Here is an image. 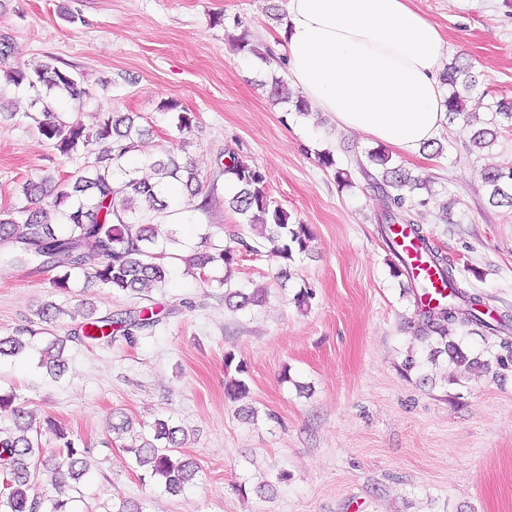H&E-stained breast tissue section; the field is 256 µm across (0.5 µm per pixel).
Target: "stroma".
<instances>
[{
  "label": "stroma",
  "mask_w": 512,
  "mask_h": 512,
  "mask_svg": "<svg viewBox=\"0 0 512 512\" xmlns=\"http://www.w3.org/2000/svg\"><path fill=\"white\" fill-rule=\"evenodd\" d=\"M286 2L0 0L11 63L49 61L92 87V97L59 102V110L88 125L99 113L140 114L150 130L140 159L185 142L213 194L209 210L183 213L186 244L207 230L228 244L248 235L224 202L221 163L232 154L262 168L270 200L312 233L283 286L265 254H241L232 285L263 290L264 301L235 311L215 272L199 278L179 259L170 260L164 287L139 295L81 280L61 294L54 272L1 267L0 336L28 328L33 347L0 358V390L87 449L90 474L74 512H116L125 498L144 512H512V363L497 361L512 343V207L491 205L482 181L485 169L512 165V126L499 127L490 147L469 141L471 128L491 119L492 98H512V0H412L440 28L447 60L468 61L477 83L468 119L439 131L438 154L391 153L424 182L409 198L423 206L425 234L460 286L482 296L486 321L500 326L454 333L483 362L468 374L444 354L402 369L418 346L415 306L378 232L383 199L367 159L375 144L270 96L273 77L289 76L276 48ZM244 32L265 54L263 69L238 50ZM13 95L15 117L0 119V207L19 202L28 178L71 175L81 165L39 136L25 115L26 91ZM171 99L192 112L190 132L178 133L162 111ZM326 149L335 168L318 159ZM339 169L351 186L338 182ZM304 286L315 297L301 309L294 296ZM47 301L65 316L41 322ZM84 302L102 312L159 310L163 319L132 344L80 341L69 314ZM54 339L63 340L67 362L58 379L38 365L39 348ZM228 353L247 366L255 420L239 418L224 396ZM116 412L130 433L112 434ZM158 419L185 429L182 453L200 467L178 495L140 480L128 451L135 437H152Z\"/></svg>",
  "instance_id": "35a3bbf8"
}]
</instances>
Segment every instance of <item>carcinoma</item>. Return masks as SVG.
<instances>
[{
    "mask_svg": "<svg viewBox=\"0 0 512 512\" xmlns=\"http://www.w3.org/2000/svg\"><path fill=\"white\" fill-rule=\"evenodd\" d=\"M6 83L30 92V112L39 134L62 157L85 158L76 174L57 181L50 177L30 178L22 185L23 201L8 208L0 207V265L12 267L51 268L59 272L52 287L68 292L72 277L81 275L104 288L140 294L143 290L166 283L169 257L167 249L180 244L175 228L159 237V227L174 214L190 210H205L210 199L195 166L190 161L179 162L171 150L147 158L144 165L153 177L140 175V168L128 164L136 151L143 130L133 113L101 115L96 123L82 121L59 113L55 99L68 97L79 100L88 97L91 89L72 71L51 62L32 68L10 67L4 72ZM444 84L451 88L446 100L448 115L466 113L468 93L476 84L472 66L458 59L446 65L442 73ZM273 94L278 100L292 104L295 112L306 115L309 105L301 92H293L282 78L272 79ZM165 112H176V128L180 132L192 128L191 113L170 100L162 104ZM489 110L500 119L512 123V99L498 98ZM370 163L380 171L375 187L384 198L378 216L379 232L386 244L389 231L395 224H404L413 234L428 262L439 274L446 293L436 307L423 302L425 285L410 274L407 258L394 252L397 262L392 265L393 276L403 277L412 293L417 313L415 339L425 347L443 346V353L457 366L471 371L480 365L468 357L453 341L448 340L450 327H489L481 317L480 298L460 289L453 270L439 249L423 234L422 224L411 215L406 191L419 186V181L380 148L367 153ZM224 175L233 179L235 192L229 206L252 226L257 239L239 237L235 245L215 243L213 235L201 237L199 250L184 258L188 269L206 273L210 267H225L223 284H228L232 265L238 252L265 254L274 259L284 276V267L294 255L309 251L312 240L305 224L289 223L288 213L273 204L266 192V174L256 165H249L230 156L224 165ZM483 181L490 189L489 202L495 206L512 207V165L487 169ZM237 299L242 309L261 302L258 293L247 294L240 289L227 288L224 301ZM79 328L84 338L110 343L114 333L134 341L139 333L157 324L141 311L124 310L101 315L88 302L77 312ZM26 347L21 335L0 336V358L16 356ZM64 344L54 340L41 351L40 365L58 375L63 371ZM225 368L235 367L237 376L224 385L226 396L233 402L249 398L250 388L242 375L247 373L243 362H235L233 354L224 357ZM0 412L8 414L11 425L0 426V512H41L45 502L50 512H73L69 492L88 473L84 452L64 429L52 420L46 425L55 432L59 444L48 450L41 443V429L33 414L15 405V395L0 393ZM151 440L129 446L136 465L142 469L141 479L155 480L166 492L176 495L195 479L198 466L179 456L185 442L184 430L165 420H156ZM67 473L73 485L61 480ZM42 479L46 493H30L32 483Z\"/></svg>",
    "mask_w": 512,
    "mask_h": 512,
    "instance_id": "obj_1",
    "label": "carcinoma"
}]
</instances>
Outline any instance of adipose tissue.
Masks as SVG:
<instances>
[{"label":"adipose tissue","mask_w":512,"mask_h":512,"mask_svg":"<svg viewBox=\"0 0 512 512\" xmlns=\"http://www.w3.org/2000/svg\"><path fill=\"white\" fill-rule=\"evenodd\" d=\"M280 37L311 111L405 153L437 136L445 41L410 0H287Z\"/></svg>","instance_id":"obj_1"}]
</instances>
